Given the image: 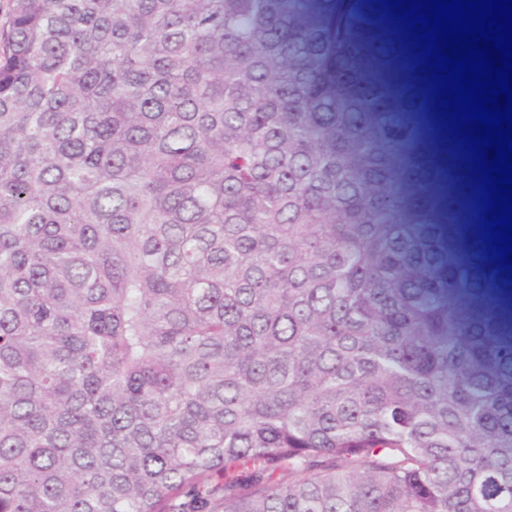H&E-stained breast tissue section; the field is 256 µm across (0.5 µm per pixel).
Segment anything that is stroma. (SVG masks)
Returning <instances> with one entry per match:
<instances>
[{
    "mask_svg": "<svg viewBox=\"0 0 512 512\" xmlns=\"http://www.w3.org/2000/svg\"><path fill=\"white\" fill-rule=\"evenodd\" d=\"M325 65L336 74L342 96L370 94L376 97L382 122L372 114L358 113V121L373 125L375 145L383 151L387 166V189L395 203L399 223L414 227L428 241V274L447 285L446 296L464 328L482 327L488 344L500 340V324L506 309L485 290L486 270L482 262L485 245L472 237L468 255L455 249L453 225L434 222V191L439 181L430 165V152L419 147L413 123L398 105L382 93L375 66L367 50L359 45L334 46Z\"/></svg>",
    "mask_w": 512,
    "mask_h": 512,
    "instance_id": "obj_1",
    "label": "stroma"
}]
</instances>
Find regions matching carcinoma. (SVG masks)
I'll list each match as a JSON object with an SVG mask.
<instances>
[{"label":"carcinoma","instance_id":"1","mask_svg":"<svg viewBox=\"0 0 512 512\" xmlns=\"http://www.w3.org/2000/svg\"><path fill=\"white\" fill-rule=\"evenodd\" d=\"M291 2L12 0L0 512H512V347L448 316L333 45L451 213L475 174L377 0Z\"/></svg>","mask_w":512,"mask_h":512}]
</instances>
